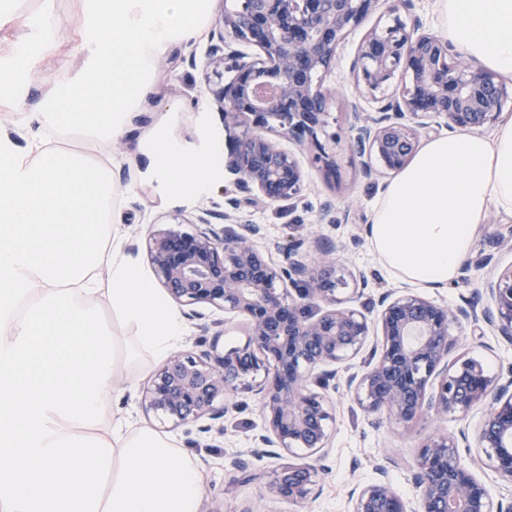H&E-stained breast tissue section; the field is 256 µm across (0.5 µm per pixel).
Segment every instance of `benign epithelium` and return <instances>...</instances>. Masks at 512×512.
Segmentation results:
<instances>
[{
  "instance_id": "7a95c632",
  "label": "benign epithelium",
  "mask_w": 512,
  "mask_h": 512,
  "mask_svg": "<svg viewBox=\"0 0 512 512\" xmlns=\"http://www.w3.org/2000/svg\"><path fill=\"white\" fill-rule=\"evenodd\" d=\"M381 0H233L224 10L206 69L221 80L213 90L224 130L233 132L227 170L252 201L275 204L297 197L304 171L297 158L270 136L308 144L312 162L335 173L337 154L319 134L328 127V95L322 75L336 64L347 35L382 8ZM255 47L258 56L226 57L225 39ZM234 76L224 81V73ZM356 89L378 96V115L351 104L345 134L327 135L334 148L346 142L364 175L372 160L389 171L406 166L419 149L422 131L438 119L450 132H482L503 110L506 83L500 74L475 67L441 37L396 21L372 29L351 64ZM392 94L385 93L393 81ZM229 212L202 210L196 231L174 227L148 234L151 263L169 294L185 305L206 303L248 317L245 343L222 355L202 340L196 353H174L154 373L144 396L148 411L174 426L219 421L223 396L241 389L258 396L265 434L253 456L278 448L292 458L274 473L267 493L302 507L318 489L312 457L327 447L332 408L326 387L332 366L363 349L371 322L338 296L341 279L335 248L325 237L312 241L319 259L300 256L303 241L288 247V262L275 265L253 245L257 224H238L228 235L220 224ZM488 302L451 309L409 290L384 296L377 324L381 343L368 362L345 380L346 391L370 415L388 414L409 424L425 411L440 418L487 411L475 443L490 450L501 478L512 484V376L503 380L459 356L448 364L463 324L481 322L512 340V266L485 282ZM465 462L455 438H428L412 474L416 497L405 501L385 479L350 493V512H512L496 503Z\"/></svg>"
}]
</instances>
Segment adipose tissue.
Listing matches in <instances>:
<instances>
[{
  "instance_id": "obj_1",
  "label": "adipose tissue",
  "mask_w": 512,
  "mask_h": 512,
  "mask_svg": "<svg viewBox=\"0 0 512 512\" xmlns=\"http://www.w3.org/2000/svg\"><path fill=\"white\" fill-rule=\"evenodd\" d=\"M444 30L483 68L512 76V0H438ZM211 0H78L87 62L44 110L60 128L120 135L170 44L198 39ZM24 47L0 48V104L25 93ZM171 198L201 193L204 157L155 141ZM109 168L30 132L0 127V512H198L197 462L173 437L133 427L108 406L137 351L165 358L179 311L108 224ZM512 214V117L488 135L448 133L421 146L381 191L368 239L395 278L453 283L490 211ZM108 304L132 338L102 322Z\"/></svg>"
}]
</instances>
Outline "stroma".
Here are the masks:
<instances>
[{
	"label": "stroma",
	"mask_w": 512,
	"mask_h": 512,
	"mask_svg": "<svg viewBox=\"0 0 512 512\" xmlns=\"http://www.w3.org/2000/svg\"><path fill=\"white\" fill-rule=\"evenodd\" d=\"M46 4L58 18L57 49L52 55L32 59L27 92L19 100L16 111L0 110V125L18 121L22 114L37 112L53 85L64 74L77 73L82 65L81 58L71 53L77 39L70 22L73 0H18L13 22L0 26V43L34 42L37 37L35 17ZM224 7L225 0H214L206 25L208 33L219 23ZM396 18L408 25L420 23L424 29L438 34L443 31L438 0H413L411 10H400L395 16L383 9L371 14L361 27L347 36L335 66L323 77L324 89L332 94L331 130L346 127L351 101H358L362 111H376L377 105L369 94L356 93L349 67L366 32L384 27ZM208 33L190 45L173 43L156 57L153 86L123 136L114 140L94 137L78 127L58 132L52 137V144L83 152L92 162L110 164L117 186L114 208L124 218L125 246L143 268L151 266L149 230L164 229L174 218L187 219L204 209L229 210V200L235 197L240 201V208L235 211L239 221L262 228L261 236L254 241L257 250L280 264L284 257L275 245L284 242L287 236L308 240L325 236L335 243V256L349 273L343 297L352 299L354 307H373L382 293L401 286L383 267L366 235L374 201L392 179V172L381 169L372 177H364L357 164L344 153L338 160L340 175L335 178L312 163L310 151L300 150L296 157L305 172L303 192L294 200L275 205L248 203L246 193L235 189L234 177L226 169L228 141L223 116L205 80ZM151 128L157 129L159 137L168 141L172 149L209 160L208 193L176 200L170 198L166 183L157 175L152 155L146 152L142 142L144 131ZM488 275V269L473 267L454 285L425 288L421 294L451 308L469 301L478 302ZM459 349L481 360L489 374L512 369V344L493 330H486L480 339L462 332ZM161 365V360L141 353L137 365L125 376L122 390L112 399V413L175 437L179 448L197 459L202 485L198 512H249L256 506L263 512H292L293 507L288 502L262 497L272 471L281 466V459H253L244 469L236 465L237 457L253 447L255 436L264 427L254 395L242 392L230 397L231 408L224 418L223 434L201 439L195 426L174 428L153 413L145 412L144 392ZM331 399L336 408V422L323 460L328 473L321 495L308 502L302 512H349L351 487L372 481L376 464L388 458L393 461L388 470L389 481L403 499H412L411 475L420 441L431 434L456 435L461 428L474 426L480 417L475 411L462 419L442 420L426 413L407 426L383 415H368L344 391H336Z\"/></svg>",
	"instance_id": "1"
}]
</instances>
